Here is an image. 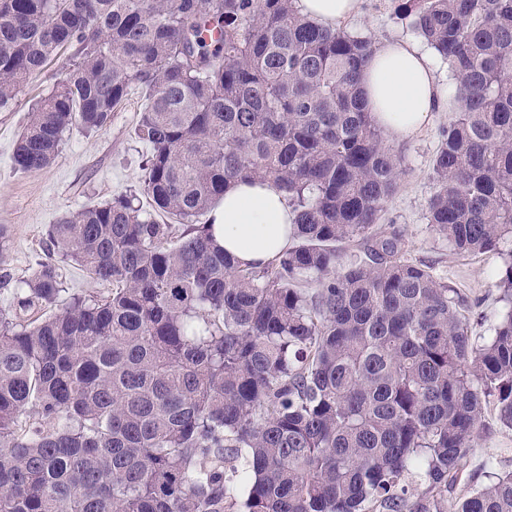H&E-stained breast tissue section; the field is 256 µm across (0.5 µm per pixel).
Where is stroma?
<instances>
[{
    "label": "stroma",
    "instance_id": "1",
    "mask_svg": "<svg viewBox=\"0 0 512 512\" xmlns=\"http://www.w3.org/2000/svg\"><path fill=\"white\" fill-rule=\"evenodd\" d=\"M396 6L397 0H361L359 14L342 27L376 43L395 37L415 39ZM62 66V59L50 61L24 86L12 108L0 110V225L7 228V238L0 244V267L12 278L10 285L0 287V310L12 307L14 282L26 279L47 258L50 225L68 212L108 203L118 194L139 193L150 154L149 145L135 134L145 106V95L135 86L107 127L96 132L70 130L48 167L35 172L15 170L13 150L28 114L51 92ZM453 114V109H441L415 137L393 142L400 175L385 204L384 221L402 233L413 259L431 265L461 290L470 305L468 318L474 336L488 337L503 310L495 286L502 269L500 254H459L428 222V203L434 192L432 163L441 131ZM505 471H512V429L502 427L495 412L489 411L476 428L464 478L481 486Z\"/></svg>",
    "mask_w": 512,
    "mask_h": 512
}]
</instances>
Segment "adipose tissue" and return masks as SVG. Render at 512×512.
Segmentation results:
<instances>
[{"label":"adipose tissue","instance_id":"1","mask_svg":"<svg viewBox=\"0 0 512 512\" xmlns=\"http://www.w3.org/2000/svg\"><path fill=\"white\" fill-rule=\"evenodd\" d=\"M359 87L367 111L399 141L420 132L444 102L428 53L408 39L376 45ZM209 222L215 243L244 266H263L293 240V214L285 195L260 181L232 183Z\"/></svg>","mask_w":512,"mask_h":512}]
</instances>
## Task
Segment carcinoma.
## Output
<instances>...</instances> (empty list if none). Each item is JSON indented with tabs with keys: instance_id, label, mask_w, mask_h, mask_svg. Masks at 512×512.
<instances>
[{
	"instance_id": "carcinoma-1",
	"label": "carcinoma",
	"mask_w": 512,
	"mask_h": 512,
	"mask_svg": "<svg viewBox=\"0 0 512 512\" xmlns=\"http://www.w3.org/2000/svg\"><path fill=\"white\" fill-rule=\"evenodd\" d=\"M397 11L455 80L429 224L497 250L512 0ZM373 48L295 0H0V109L67 59L15 167L106 127L134 85L152 208L121 193L51 225L58 259L0 311V512H512V472L448 499L485 411L512 429V309L478 343L465 297L383 227L399 159L360 95ZM239 179L294 214L260 268L198 223ZM66 261L112 288L70 292ZM496 287L512 305V258Z\"/></svg>"
}]
</instances>
